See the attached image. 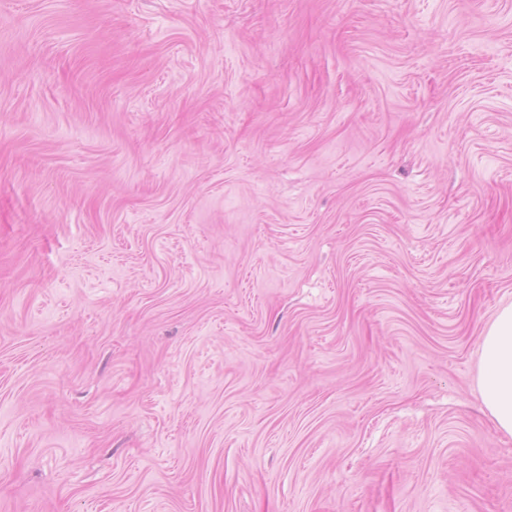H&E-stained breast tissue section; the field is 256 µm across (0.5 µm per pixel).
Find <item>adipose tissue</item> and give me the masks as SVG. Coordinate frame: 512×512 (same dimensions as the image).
Wrapping results in <instances>:
<instances>
[{"label":"adipose tissue","instance_id":"obj_1","mask_svg":"<svg viewBox=\"0 0 512 512\" xmlns=\"http://www.w3.org/2000/svg\"><path fill=\"white\" fill-rule=\"evenodd\" d=\"M477 386L497 429L512 436V303L497 311L483 333Z\"/></svg>","mask_w":512,"mask_h":512}]
</instances>
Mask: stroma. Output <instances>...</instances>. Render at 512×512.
Wrapping results in <instances>:
<instances>
[{
	"label": "stroma",
	"mask_w": 512,
	"mask_h": 512,
	"mask_svg": "<svg viewBox=\"0 0 512 512\" xmlns=\"http://www.w3.org/2000/svg\"><path fill=\"white\" fill-rule=\"evenodd\" d=\"M512 0H0V512H512ZM477 386L496 428L512 436V303L497 311L481 337Z\"/></svg>",
	"instance_id": "35a3bbf8"
}]
</instances>
